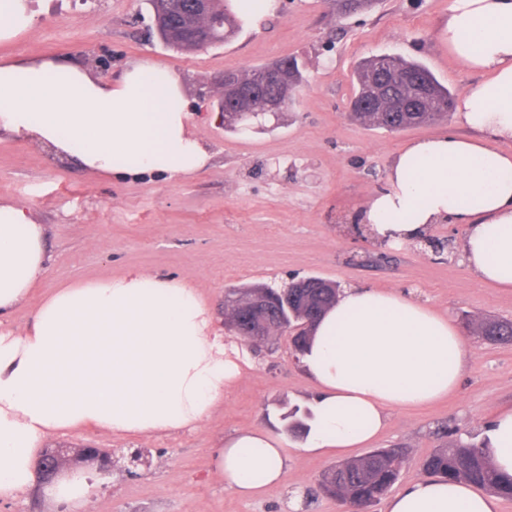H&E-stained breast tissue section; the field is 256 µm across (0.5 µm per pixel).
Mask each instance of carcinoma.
I'll list each match as a JSON object with an SVG mask.
<instances>
[{"label":"carcinoma","mask_w":512,"mask_h":512,"mask_svg":"<svg viewBox=\"0 0 512 512\" xmlns=\"http://www.w3.org/2000/svg\"><path fill=\"white\" fill-rule=\"evenodd\" d=\"M233 0H224V40L232 38L241 28ZM387 67L401 72H412L421 83L430 87L425 100V112H375L355 108L353 117L367 127L399 132L407 128L432 124L445 116L453 106V96L448 88L422 64L392 55H379L363 61L354 73L355 92L351 102L358 103L362 95V84L368 74ZM290 309L288 328L296 331L291 338L297 355L305 352L311 328L307 320L315 311H326L338 295L331 288L288 289ZM477 336L489 343L512 342V321L489 319L477 324ZM405 454L400 448H380L359 458L340 463L331 468L321 481V489L338 501H349L359 506L371 507L382 499L397 482ZM420 468L431 476L450 480H464L490 490L503 497H512V477L502 478L491 469L479 445L462 441H451L448 446L435 448L420 461Z\"/></svg>","instance_id":"carcinoma-1"}]
</instances>
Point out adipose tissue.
<instances>
[{
  "label": "adipose tissue",
  "instance_id": "ef3b65f1",
  "mask_svg": "<svg viewBox=\"0 0 512 512\" xmlns=\"http://www.w3.org/2000/svg\"><path fill=\"white\" fill-rule=\"evenodd\" d=\"M439 40L464 68L485 75L455 108L470 133L409 144L358 221L396 245L416 242L436 224L463 225L469 269L482 282L512 288V153L488 146L512 140V0H448ZM1 133L117 178L187 176L210 159L179 77L147 61L111 82L73 58L1 59ZM48 261L45 228L30 208L0 200V500L33 486L50 438L198 427L246 358L227 347L197 288L139 269L56 288L30 326L11 327L8 315ZM465 362V338L449 318L400 294L344 291L302 358L319 388L307 451L340 455L372 443L390 410L454 391ZM481 441L495 472L512 477L511 408L495 411ZM285 464L281 441L257 428L217 455L218 470L244 498L278 484ZM90 477L87 469L64 470L43 493L82 512ZM498 504L467 482L427 477L388 499L386 512H498Z\"/></svg>",
  "mask_w": 512,
  "mask_h": 512
}]
</instances>
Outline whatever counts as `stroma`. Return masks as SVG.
<instances>
[{"label":"stroma","instance_id":"stroma-1","mask_svg":"<svg viewBox=\"0 0 512 512\" xmlns=\"http://www.w3.org/2000/svg\"><path fill=\"white\" fill-rule=\"evenodd\" d=\"M36 15L25 34L0 41V58L72 56L100 78L118 79L148 60L177 74L192 123L211 154L183 179H110L54 152L0 135V198L27 205L46 230L50 261L40 284L9 317L28 324L60 284L117 277L129 269L189 280L209 305L225 339L227 290L282 288L318 276L341 288L404 295L449 317L511 319L512 290L481 283L462 257L466 229L438 224L448 258L421 246L363 238L352 226L372 194L387 186L392 157L411 141L469 130L455 118L400 132L366 127L350 116L353 73L366 58L393 54L426 65L453 97L479 80L438 32L448 0H378L343 12L338 0H278L274 15L218 47L166 48L153 30L146 0H30ZM297 57L303 82L285 112L260 124L226 128L215 88L228 69L250 70ZM467 363L457 389L430 405L396 409L374 445L406 449L399 487L421 478L420 459L451 440H479L491 414L512 405V342L490 344L465 330ZM249 363L224 390V401L195 429L149 438L85 431L67 443L120 454L142 449L149 466L128 473L115 462L85 512H339L320 488L337 464L304 452L283 412L308 410L317 394L287 336L248 346ZM264 428L284 442L280 483L256 498L240 497L215 464L225 438Z\"/></svg>","mask_w":512,"mask_h":512}]
</instances>
